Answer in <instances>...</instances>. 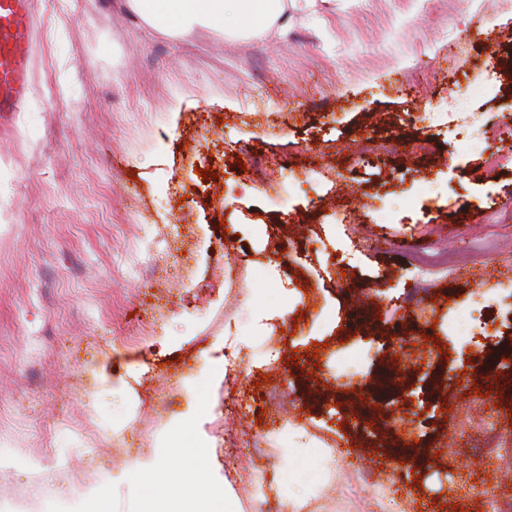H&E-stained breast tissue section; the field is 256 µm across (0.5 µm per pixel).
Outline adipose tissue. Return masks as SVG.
Returning a JSON list of instances; mask_svg holds the SVG:
<instances>
[{
  "instance_id": "ef3b65f1",
  "label": "adipose tissue",
  "mask_w": 512,
  "mask_h": 512,
  "mask_svg": "<svg viewBox=\"0 0 512 512\" xmlns=\"http://www.w3.org/2000/svg\"><path fill=\"white\" fill-rule=\"evenodd\" d=\"M136 7L160 19L176 20L181 33L195 30L242 15L261 20L266 34L281 35L279 18L285 11L307 13L315 9L317 0H132Z\"/></svg>"
}]
</instances>
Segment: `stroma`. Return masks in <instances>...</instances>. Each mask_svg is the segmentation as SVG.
Segmentation results:
<instances>
[{
  "instance_id": "1",
  "label": "stroma",
  "mask_w": 512,
  "mask_h": 512,
  "mask_svg": "<svg viewBox=\"0 0 512 512\" xmlns=\"http://www.w3.org/2000/svg\"><path fill=\"white\" fill-rule=\"evenodd\" d=\"M33 7L31 96L0 129L11 512H188L137 475L146 457L202 470L199 499L236 512L258 474L264 512L512 500L483 454L512 397L480 395L512 361V0H319L276 39L248 20L180 35L126 0ZM418 137L434 151L416 161ZM259 158L294 181L259 183ZM441 247L457 273L411 264ZM88 448L100 469L62 490Z\"/></svg>"
}]
</instances>
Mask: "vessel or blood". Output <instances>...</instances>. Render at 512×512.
<instances>
[{"label": "vessel or blood", "instance_id": "obj_1", "mask_svg": "<svg viewBox=\"0 0 512 512\" xmlns=\"http://www.w3.org/2000/svg\"><path fill=\"white\" fill-rule=\"evenodd\" d=\"M35 30L31 0H0V115L28 100Z\"/></svg>", "mask_w": 512, "mask_h": 512}]
</instances>
